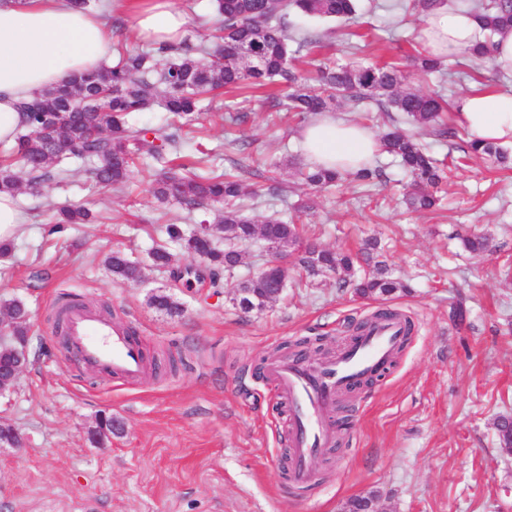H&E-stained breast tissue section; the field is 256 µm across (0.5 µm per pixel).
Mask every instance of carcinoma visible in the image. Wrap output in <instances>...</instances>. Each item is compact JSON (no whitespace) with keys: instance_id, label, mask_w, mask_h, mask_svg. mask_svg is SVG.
Segmentation results:
<instances>
[{"instance_id":"obj_1","label":"carcinoma","mask_w":512,"mask_h":512,"mask_svg":"<svg viewBox=\"0 0 512 512\" xmlns=\"http://www.w3.org/2000/svg\"><path fill=\"white\" fill-rule=\"evenodd\" d=\"M358 0H214L213 26L203 32L188 34L180 44L153 47L140 52L118 48L115 64L96 74L76 77L69 86L71 97L62 100L58 89L38 97L41 107L27 106L26 127L0 162V191L21 190L12 160L21 164L27 184L39 185L51 180L79 177L82 168L68 160L93 165L96 181L103 187L123 184L132 169L143 166L162 174L154 180L153 196L160 206L179 204L201 212L196 228L186 232L177 224L166 231L183 251L205 258L209 273L228 272L241 262L239 251L220 250L214 239L224 236L229 241L245 242L252 236L251 224L240 200L247 194L261 195V190L247 187L235 176L217 173L182 175L170 164L180 158L183 147L202 132V101L224 88L263 86L280 77L289 83L290 91L277 106L286 112L315 115L327 112L336 99L355 102L376 100L389 119L406 121L411 129H397L383 138V149L410 177L405 202L415 211L432 209L437 203L433 189L447 179L445 163L436 159L420 141V131L441 125L448 103L440 96L422 91L402 89L410 75L397 65L377 66L349 62L316 65L323 91L314 93L297 84L293 64L304 51H309L312 38L295 31L289 23L292 14L326 20L349 19L356 15ZM462 4L484 19L487 40L471 52L477 59L491 57L495 35L512 29V0H462ZM163 95L164 108L176 121L161 127L139 126L135 115L148 112L158 95ZM71 147L70 159L50 156L59 140ZM467 153L490 159L498 164L509 162L503 147L471 142ZM301 182L313 189L334 185L344 173L319 166L300 167ZM358 181L373 183L383 177V170L365 161L351 172ZM98 216L84 206L63 207L55 216L57 224H91ZM261 238L281 249L289 246L296 252V264L312 274L336 275L343 288L348 281L343 274L352 270L356 257L346 252H315L294 220L273 213L262 221ZM112 274L122 280L140 281L143 267L116 250L106 258ZM288 276L286 271L256 275L237 284L245 299L255 307L265 306L266 289ZM362 298L390 297L404 285L388 276L385 261L374 260V272L354 284ZM7 309L14 320V332L25 336L29 317L23 303L13 299ZM112 436V415L98 417L91 440L95 443Z\"/></svg>"}]
</instances>
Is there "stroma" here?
<instances>
[{
    "label": "stroma",
    "mask_w": 512,
    "mask_h": 512,
    "mask_svg": "<svg viewBox=\"0 0 512 512\" xmlns=\"http://www.w3.org/2000/svg\"><path fill=\"white\" fill-rule=\"evenodd\" d=\"M382 2L358 0L351 20L294 23L316 38L312 56L412 70L423 52L421 23ZM312 56L296 62L310 87ZM463 69L462 80L413 74L410 85L450 103L481 85L512 90V76L470 61ZM203 124L201 142L216 150L220 170L249 186L279 177L282 197L249 201L253 220L292 215L322 247L354 253L377 238L390 276L407 286L382 304L410 318L407 342L385 374L329 408L345 442L313 460L308 482L294 483L288 412L256 368L283 344L300 343L313 359L340 352L382 305L294 270L280 299L242 314L235 287L270 259L265 242L240 243L239 266L212 285L194 275L201 258L171 243L162 219L170 213L188 231L198 212L162 210L138 172L123 187H101L87 174L76 185L22 190L23 224L0 262V303L28 308L30 359L16 389L0 395V418L24 437L22 447L0 450V512H344L369 492L378 512H512V455L494 428L498 416L512 415V167L465 156V133L448 141L424 130L423 142L447 156L451 171L441 205L413 212L402 202L408 179L387 155L378 159L385 182L303 185L294 169L304 162V122L276 115L263 93L220 95ZM68 205L104 221L53 231V213ZM469 234L488 238V251H466ZM157 247L172 253L173 269L141 281L115 279L104 262L114 250L144 262ZM159 293L179 313L153 307ZM92 300L141 340L153 376L128 385L69 358L53 332L55 306ZM458 305L467 311L460 324L449 317ZM103 412L112 436L95 444L90 432Z\"/></svg>",
    "instance_id": "35a3bbf8"
}]
</instances>
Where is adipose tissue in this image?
Listing matches in <instances>:
<instances>
[{"mask_svg":"<svg viewBox=\"0 0 512 512\" xmlns=\"http://www.w3.org/2000/svg\"><path fill=\"white\" fill-rule=\"evenodd\" d=\"M189 25L188 13L174 0H135L138 40L174 44ZM482 34L473 11L443 2L424 16L420 41L429 57L448 59L471 51ZM114 47L104 16L70 0H0V142H14L23 130L24 102L111 64ZM455 110L470 140L512 147V91L467 93ZM302 142L307 161L332 170L352 169L381 152L369 129L329 114L303 129Z\"/></svg>","mask_w":512,"mask_h":512,"instance_id":"obj_1","label":"adipose tissue"}]
</instances>
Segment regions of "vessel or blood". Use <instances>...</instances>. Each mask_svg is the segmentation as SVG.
I'll return each instance as SVG.
<instances>
[{"instance_id":"1","label":"vessel or blood","mask_w":512,"mask_h":512,"mask_svg":"<svg viewBox=\"0 0 512 512\" xmlns=\"http://www.w3.org/2000/svg\"><path fill=\"white\" fill-rule=\"evenodd\" d=\"M66 323L70 343L87 366L127 383L145 379L147 362L142 344L128 330L95 312L79 309L68 315ZM401 339V325L393 320L357 337L323 366L287 360L269 369L274 393L288 410L289 472L293 482H306L313 458L335 443L336 431L325 417V409L345 389L388 367Z\"/></svg>"}]
</instances>
